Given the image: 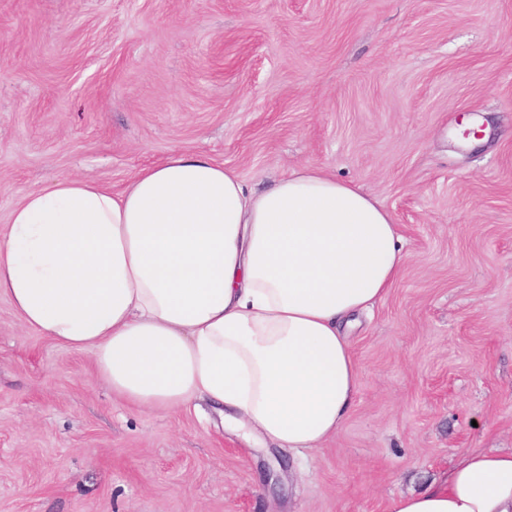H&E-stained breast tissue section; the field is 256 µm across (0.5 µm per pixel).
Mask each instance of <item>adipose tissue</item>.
<instances>
[{
  "instance_id": "1",
  "label": "adipose tissue",
  "mask_w": 512,
  "mask_h": 512,
  "mask_svg": "<svg viewBox=\"0 0 512 512\" xmlns=\"http://www.w3.org/2000/svg\"><path fill=\"white\" fill-rule=\"evenodd\" d=\"M8 224L0 295L27 328L91 351L138 408L206 400L247 443L296 453L341 429L360 380L347 328L405 259L392 214L356 184L304 166L255 190L182 151L118 192L58 178ZM388 512H512V451H464Z\"/></svg>"
}]
</instances>
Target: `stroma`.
<instances>
[{
	"label": "stroma",
	"mask_w": 512,
	"mask_h": 512,
	"mask_svg": "<svg viewBox=\"0 0 512 512\" xmlns=\"http://www.w3.org/2000/svg\"><path fill=\"white\" fill-rule=\"evenodd\" d=\"M175 150L255 189L314 165L393 213L343 427L301 456L205 401L140 411L1 297L0 512H385L512 450V0H0V231L57 178L118 191Z\"/></svg>",
	"instance_id": "obj_1"
}]
</instances>
